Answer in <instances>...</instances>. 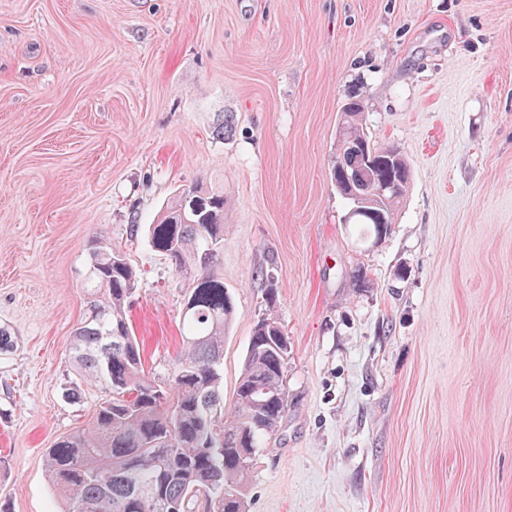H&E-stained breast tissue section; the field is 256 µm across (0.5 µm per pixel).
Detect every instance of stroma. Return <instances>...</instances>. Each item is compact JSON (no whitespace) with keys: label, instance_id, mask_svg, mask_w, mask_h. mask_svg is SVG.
Segmentation results:
<instances>
[{"label":"stroma","instance_id":"obj_1","mask_svg":"<svg viewBox=\"0 0 512 512\" xmlns=\"http://www.w3.org/2000/svg\"><path fill=\"white\" fill-rule=\"evenodd\" d=\"M356 93L412 170L382 239L332 178ZM199 181L229 200L225 409L266 288L291 342L246 512H512V0H0L8 512H59L46 450L101 397L67 396L97 233L140 273L128 318L169 382L187 282L144 227Z\"/></svg>","mask_w":512,"mask_h":512}]
</instances>
